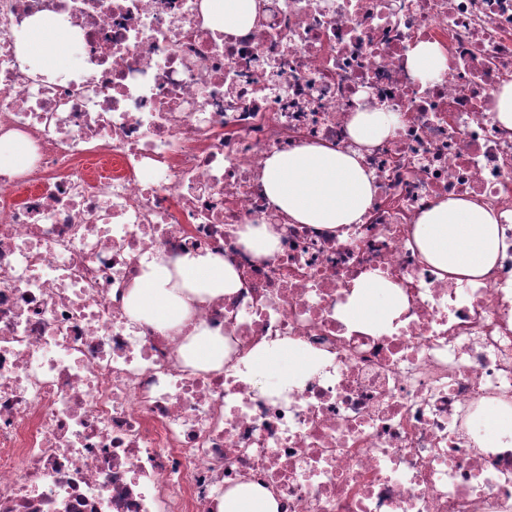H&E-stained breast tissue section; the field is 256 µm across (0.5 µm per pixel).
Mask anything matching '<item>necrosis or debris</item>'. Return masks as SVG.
<instances>
[{"instance_id": "4bbe7bcc", "label": "necrosis or debris", "mask_w": 512, "mask_h": 512, "mask_svg": "<svg viewBox=\"0 0 512 512\" xmlns=\"http://www.w3.org/2000/svg\"><path fill=\"white\" fill-rule=\"evenodd\" d=\"M202 0H0V137L31 160L0 172V512H217L268 490L278 512H512V0H258L239 36ZM62 18L84 48L67 75L17 41ZM445 67L424 81L419 43ZM398 125L360 144L359 112ZM358 151L376 193L362 223L299 224L262 183L272 154ZM492 211L500 251L480 278L438 276L413 231L438 199ZM268 224L256 256L245 224ZM212 253L241 281L195 303L183 331L132 317L148 263ZM377 273L408 305L351 329L354 282ZM229 344L185 365L187 332ZM320 355L301 385L261 392L250 353ZM444 63V57L437 46L420 43L409 55L410 66L423 78H429ZM496 112L500 122L506 127H512V81L503 83L493 93ZM253 224H245L239 231L241 242L252 249L256 255H269L277 245L276 234L269 229L267 224L254 227ZM187 365L203 370H219L224 366V336L218 331L195 328L189 343L181 348ZM218 512H277L278 504L267 490L242 485L227 490L218 499Z\"/></svg>"}]
</instances>
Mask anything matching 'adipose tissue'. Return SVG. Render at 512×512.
Returning <instances> with one entry per match:
<instances>
[{
  "label": "adipose tissue",
  "mask_w": 512,
  "mask_h": 512,
  "mask_svg": "<svg viewBox=\"0 0 512 512\" xmlns=\"http://www.w3.org/2000/svg\"><path fill=\"white\" fill-rule=\"evenodd\" d=\"M207 25L227 35L251 28L256 0H203ZM33 66L44 72L67 70L76 52L75 42L62 22L54 17L37 21L20 34ZM265 194L275 208L300 224L336 228L361 223L370 207L374 179L358 152L345 153L325 145H305L267 159L262 178ZM415 243L423 258L441 273L476 278L496 261L499 251L497 220L475 203L450 198L423 212L415 226ZM241 286L232 266L220 257L186 256L176 267L155 262L136 279L126 298L135 317L161 329H177L191 313L193 301L230 294ZM405 303L397 285L367 274L354 284L345 307L353 329L371 331L391 320ZM186 364L203 370L224 365V338L218 332L197 328L181 349ZM257 374H275L292 380L305 374L315 358L284 342L260 347L251 354ZM217 512H278L267 490L242 485L225 491Z\"/></svg>",
  "instance_id": "obj_1"
}]
</instances>
